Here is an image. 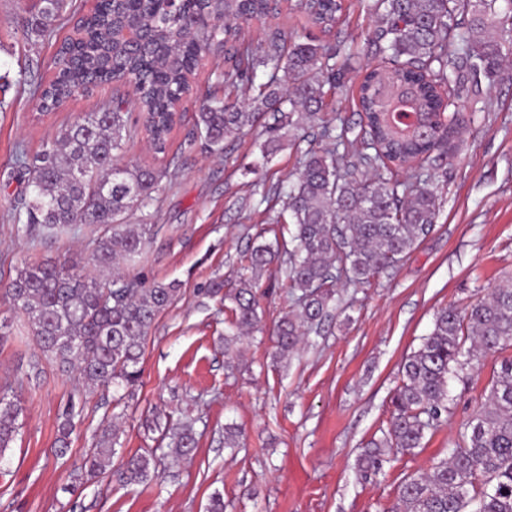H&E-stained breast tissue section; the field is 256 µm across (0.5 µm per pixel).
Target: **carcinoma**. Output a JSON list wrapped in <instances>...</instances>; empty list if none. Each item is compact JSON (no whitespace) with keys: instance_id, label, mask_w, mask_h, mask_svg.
<instances>
[{"instance_id":"cac0c4a2","label":"carcinoma","mask_w":512,"mask_h":512,"mask_svg":"<svg viewBox=\"0 0 512 512\" xmlns=\"http://www.w3.org/2000/svg\"><path fill=\"white\" fill-rule=\"evenodd\" d=\"M274 0H97L79 24L80 37L64 40L53 78L36 88L48 110L89 88L134 85L138 108L154 149L163 153L180 105L190 94L188 75L201 58L226 45L218 83L197 97L195 134L212 154L224 142L261 128L264 160L284 146L313 138L304 152L274 224H289L291 249L279 238L253 246L235 287L224 299L232 317L224 336L225 366L235 367L241 338L260 330L257 289L275 260L292 290L294 309L280 318L276 348L281 359L307 333L331 317L336 288L365 283L395 268L434 229L440 214L432 171L447 158L449 140L482 111L481 81L491 87L512 67V0H359L374 22L368 46L387 64L366 70L360 84L363 121L336 125L322 114L328 94L344 86L355 57L353 43H333L267 30L253 45L246 28L264 21ZM25 18L28 35L45 37L69 6L39 0ZM295 7L328 31L343 0H297ZM130 133L123 100L90 112L57 130L28 164L26 230L43 237L101 229L89 265L100 271L132 264L154 235L153 224H130L162 190L169 169L124 163ZM11 307L23 314L36 342L30 364L55 361L90 393L110 385L132 388L141 379L144 347L157 317L178 299L174 283L145 285L111 275L89 276L67 259L24 262L6 285ZM471 337L463 349L464 336ZM512 346V276L467 308L440 309L418 350L404 360L389 426L371 439L356 462L357 475H378L391 456L423 447L427 432L448 413V382L481 356ZM23 408L12 387H0V455L20 431ZM74 412L65 414L55 453L69 452ZM120 427L104 428L82 457L87 475L109 472L126 484L157 474L153 450L121 457L112 468ZM192 425L171 434L167 455L194 453ZM512 512V359L501 361L481 410L462 443L427 472L405 479L387 512Z\"/></svg>"}]
</instances>
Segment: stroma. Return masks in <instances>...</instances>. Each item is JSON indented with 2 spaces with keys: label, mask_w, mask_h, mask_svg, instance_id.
Returning <instances> with one entry per match:
<instances>
[{
  "label": "stroma",
  "mask_w": 512,
  "mask_h": 512,
  "mask_svg": "<svg viewBox=\"0 0 512 512\" xmlns=\"http://www.w3.org/2000/svg\"><path fill=\"white\" fill-rule=\"evenodd\" d=\"M266 24L245 30L257 42L265 27L288 33L355 37L359 55L344 88L328 95V116L356 126L361 121L359 85L366 67L382 58L367 46L371 28L356 0H345L331 33L308 23L295 0H278ZM30 0H0V276L20 259H69L85 265L94 235L87 227L55 239L30 237L24 214L25 183L13 170L15 151L34 159L61 125L96 112L115 98L136 112L132 86H106L76 96L52 111L41 110L33 83L49 80L58 45L93 0H72L51 36L24 38L21 22ZM480 119L468 125L436 180L440 215L434 230L389 274L362 286L338 288L336 308L320 333L308 335L289 362L275 356L274 325L292 308L280 272L258 290L263 330L243 338L239 368L224 366L227 304L209 295L213 281L233 279L243 252L267 215L280 211L276 187L295 172L299 152L280 151L260 174L246 168L260 156L257 132L207 153L191 132L197 104L183 103L167 151L155 153L143 124L132 127L124 161L147 168L174 166L170 188L134 211V224L157 228L145 254L128 266V277L146 283L177 282L178 300L165 310L145 345L141 381L130 392L111 386L84 396L73 374L43 364L29 376L35 352L25 316L0 293V385L19 381L22 426L0 456V512H206L213 493L225 512H385L401 482L448 455L461 440L512 346L482 357L450 382L446 421L424 445L385 464L373 480L356 476L362 448L387 428L399 367L432 329L435 312L465 308L512 274V76L484 91ZM73 409L71 452L56 458L53 443L61 414ZM120 415L127 452L159 448L169 424L190 419L198 447L177 463L159 456L158 476L125 485L110 474L88 480L72 475L102 425ZM244 432L243 445H224V427Z\"/></svg>",
  "instance_id": "1"
}]
</instances>
